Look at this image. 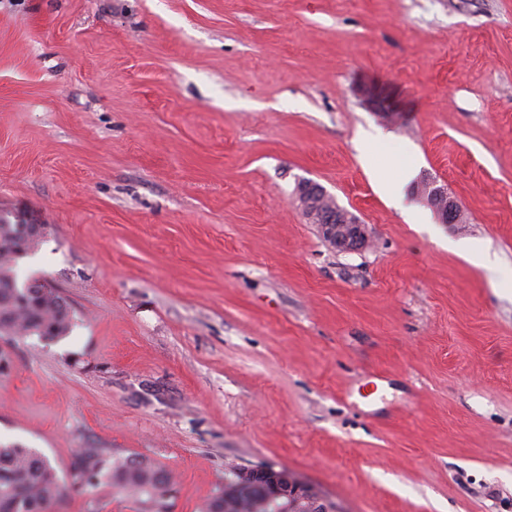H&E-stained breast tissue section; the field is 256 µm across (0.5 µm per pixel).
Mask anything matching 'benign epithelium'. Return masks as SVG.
I'll list each match as a JSON object with an SVG mask.
<instances>
[{
	"mask_svg": "<svg viewBox=\"0 0 512 512\" xmlns=\"http://www.w3.org/2000/svg\"><path fill=\"white\" fill-rule=\"evenodd\" d=\"M420 198L433 209L443 224H456L461 218L459 206L448 197L447 189L436 186ZM295 200L311 223L318 226L328 244L342 253H357L369 246L365 225L349 210L336 204L335 197L310 181L298 182ZM235 477L225 485L244 490L235 494L233 509L245 503L251 510L264 506L272 512H342L298 474L270 466H243L233 469Z\"/></svg>",
	"mask_w": 512,
	"mask_h": 512,
	"instance_id": "1",
	"label": "benign epithelium"
}]
</instances>
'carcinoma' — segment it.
I'll use <instances>...</instances> for the list:
<instances>
[{
  "instance_id": "cac0c4a2",
  "label": "carcinoma",
  "mask_w": 512,
  "mask_h": 512,
  "mask_svg": "<svg viewBox=\"0 0 512 512\" xmlns=\"http://www.w3.org/2000/svg\"><path fill=\"white\" fill-rule=\"evenodd\" d=\"M42 234L31 227L0 221V338L15 341L36 336L57 341L74 326L71 307L58 289L26 288L17 278V261L39 246ZM77 477L71 487L60 483L49 458L20 443L0 445V512H47L72 491L99 495L112 486L163 512V498L172 491V473L145 457L118 461L100 448H83L75 456Z\"/></svg>"
}]
</instances>
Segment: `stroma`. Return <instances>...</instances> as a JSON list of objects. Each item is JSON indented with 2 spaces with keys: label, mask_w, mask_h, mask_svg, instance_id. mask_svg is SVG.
<instances>
[{
  "label": "stroma",
  "mask_w": 512,
  "mask_h": 512,
  "mask_svg": "<svg viewBox=\"0 0 512 512\" xmlns=\"http://www.w3.org/2000/svg\"><path fill=\"white\" fill-rule=\"evenodd\" d=\"M374 129L464 223L379 195ZM1 213L75 325L0 339V442L64 484L102 448L172 471L166 512L258 464L345 512H512V0H0ZM295 200L311 223L317 224L328 244L342 253H357L369 246L365 225L349 210L336 204L335 197L310 181L298 182Z\"/></svg>",
  "instance_id": "stroma-1"
}]
</instances>
